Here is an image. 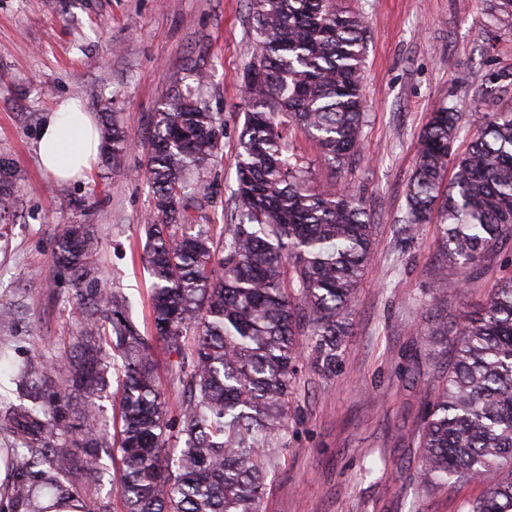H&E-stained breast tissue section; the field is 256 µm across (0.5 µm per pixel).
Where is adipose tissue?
<instances>
[{
  "label": "adipose tissue",
  "instance_id": "adipose-tissue-1",
  "mask_svg": "<svg viewBox=\"0 0 512 512\" xmlns=\"http://www.w3.org/2000/svg\"><path fill=\"white\" fill-rule=\"evenodd\" d=\"M101 147L96 124L80 100L71 99L51 112L37 144L40 162L58 181L84 177Z\"/></svg>",
  "mask_w": 512,
  "mask_h": 512
}]
</instances>
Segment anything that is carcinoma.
Listing matches in <instances>:
<instances>
[{
    "mask_svg": "<svg viewBox=\"0 0 512 512\" xmlns=\"http://www.w3.org/2000/svg\"><path fill=\"white\" fill-rule=\"evenodd\" d=\"M256 54L242 84L238 220L216 237L197 214L209 202L200 170L218 154L224 118L191 90L174 89L153 116L148 174L154 208L142 225L153 278L143 335L124 297L93 275L99 239L89 224H60L56 268L72 281L85 336L52 364L26 361L17 402L0 410L10 479L0 512H108L81 489L111 482L124 512H258L265 479L287 447L288 397L305 363L325 374L345 352L349 316L377 249L362 199L315 181L288 132L316 142L331 172L361 146L367 24L337 0H247ZM101 99V157L116 168L131 145ZM462 114L441 103L419 136L401 232L441 214L439 253L464 280L512 243V111L486 110L468 148L453 150ZM497 288L451 341L445 384L417 429L419 478L432 487L478 482L460 512H512V259ZM176 356L180 411L169 414L153 343ZM119 433L95 399L109 387Z\"/></svg>",
    "mask_w": 512,
    "mask_h": 512,
    "instance_id": "obj_1",
    "label": "carcinoma"
}]
</instances>
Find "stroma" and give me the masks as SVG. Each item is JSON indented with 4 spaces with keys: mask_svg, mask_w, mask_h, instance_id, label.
Masks as SVG:
<instances>
[{
    "mask_svg": "<svg viewBox=\"0 0 512 512\" xmlns=\"http://www.w3.org/2000/svg\"><path fill=\"white\" fill-rule=\"evenodd\" d=\"M365 16L367 121L347 169L331 173L308 135L292 134L320 184L360 195L376 226L378 249L350 315L352 332L333 373L306 371L288 403V445L268 475L260 512H457L482 494L474 482L432 488L417 473V428L425 404L444 382L448 340L485 303L504 254L464 281L442 265L438 224L411 239L398 227L420 132L434 105L456 104L476 118L482 93L512 109V24L493 23L487 0H337ZM255 53L245 0H0V162L16 190L0 211V408L15 400L12 378L25 359L52 363L76 343L81 310L68 275L54 269L57 225H93L100 242L95 276L133 304L140 331L150 318L152 278L142 224L154 205L146 177L152 116L172 87H192L224 118L221 149L202 171L213 187L206 211L214 232L235 219L241 84ZM207 72L196 83V70ZM119 92L118 117L132 148L120 168L93 163L85 178L59 183L42 170L37 143L45 119L63 101L97 112Z\"/></svg>",
    "mask_w": 512,
    "mask_h": 512,
    "instance_id": "1",
    "label": "stroma"
}]
</instances>
